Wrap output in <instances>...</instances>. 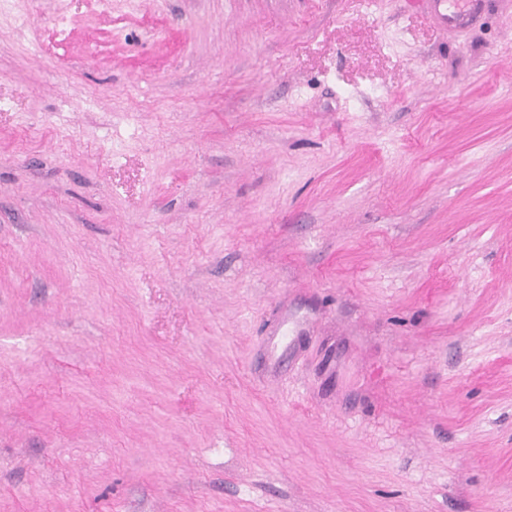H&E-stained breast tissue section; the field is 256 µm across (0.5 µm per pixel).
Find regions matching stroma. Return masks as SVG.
<instances>
[{"label": "stroma", "instance_id": "1", "mask_svg": "<svg viewBox=\"0 0 512 512\" xmlns=\"http://www.w3.org/2000/svg\"><path fill=\"white\" fill-rule=\"evenodd\" d=\"M0 512H512V0H0ZM434 9L441 13V6L443 0H430ZM468 2V3H467ZM467 3L464 7L460 8L461 4ZM477 1L474 0H457L453 1V9L448 10V13H441L443 19L448 23V26L463 25L476 10Z\"/></svg>", "mask_w": 512, "mask_h": 512}]
</instances>
